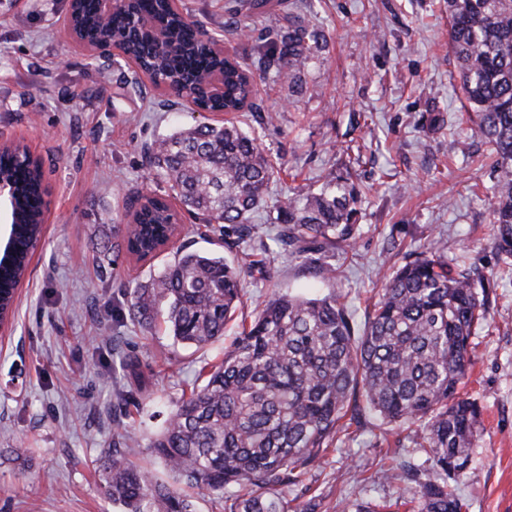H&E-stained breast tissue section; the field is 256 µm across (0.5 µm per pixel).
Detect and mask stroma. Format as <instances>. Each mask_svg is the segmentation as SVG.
<instances>
[{
    "mask_svg": "<svg viewBox=\"0 0 512 512\" xmlns=\"http://www.w3.org/2000/svg\"><path fill=\"white\" fill-rule=\"evenodd\" d=\"M233 3L179 5L251 64L287 32L288 14L316 36L297 92L274 72H255L258 109L233 116L282 169L269 201L318 191L324 172L356 150L359 232L353 249L338 254L330 284L280 248L270 208L255 215L250 241L225 246L214 225L189 218L178 244L250 259L244 314L273 291L314 289L335 293L359 329L384 274L406 252L428 249L496 272L462 388L481 424L455 487L466 512H512V254L498 248L489 222L496 174L489 145L467 134L447 0H267L243 26L230 19ZM68 9V0H0V141L41 158L47 188L44 238L12 333L0 338V512H113L97 468L122 432L117 416L144 434L158 429L203 360L222 356L239 332L231 320L220 341L198 351L126 320L122 286L147 281L174 252L157 262L113 259L112 228L124 223L133 195L168 193L148 163L155 140L217 117L135 79L121 56L89 55L65 29ZM124 357L143 374L136 408L116 396L112 367ZM382 429L362 412L288 496L314 499L317 512H336L351 495L412 512L406 485L388 473L412 445L405 431L385 438Z\"/></svg>",
    "mask_w": 512,
    "mask_h": 512,
    "instance_id": "35a3bbf8",
    "label": "stroma"
}]
</instances>
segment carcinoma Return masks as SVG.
Wrapping results in <instances>:
<instances>
[{
    "label": "carcinoma",
    "mask_w": 512,
    "mask_h": 512,
    "mask_svg": "<svg viewBox=\"0 0 512 512\" xmlns=\"http://www.w3.org/2000/svg\"><path fill=\"white\" fill-rule=\"evenodd\" d=\"M79 40L118 45L155 79L181 84L210 110L252 112L254 72L214 49L216 40L168 0H138L136 13L151 26L137 30L132 14L99 13L96 0L72 5ZM450 43L461 89L472 112L470 136L490 144L497 171L490 223L498 246L512 249V0H448ZM308 33L282 36L276 77L294 88L311 59ZM223 73V91L205 78ZM12 166L0 179L18 185L11 205L14 256L0 276V310L13 315L31 241L41 234L45 193L40 166L21 144L5 145ZM151 164L171 197L223 230L224 243L252 239V216L267 203L281 173L257 138L234 123L180 127L162 139ZM358 193L351 163L324 176L317 193L278 206L277 242L304 264L333 272L329 260L356 240ZM175 211L161 197L131 202L129 222L114 227L112 256L125 251L152 259L173 225ZM241 267L214 252L177 250L147 283L124 289L130 321L144 330L161 322L174 341L203 349L224 336L240 303ZM493 278L454 268L432 251L404 256L383 283L363 333L334 294H274L255 310L224 358L204 381L182 394L162 429L146 444L159 461L136 459L132 431L104 454L101 485L115 512H196L207 493L222 512H316L280 489L296 486L322 451L359 418L357 397L388 426H416L412 443L435 476L402 460L393 470L409 484L416 512H463L448 485L449 466L470 464L480 410L459 393L467 376L476 326L487 319ZM344 512H379L369 500L342 501Z\"/></svg>",
    "instance_id": "cac0c4a2"
}]
</instances>
